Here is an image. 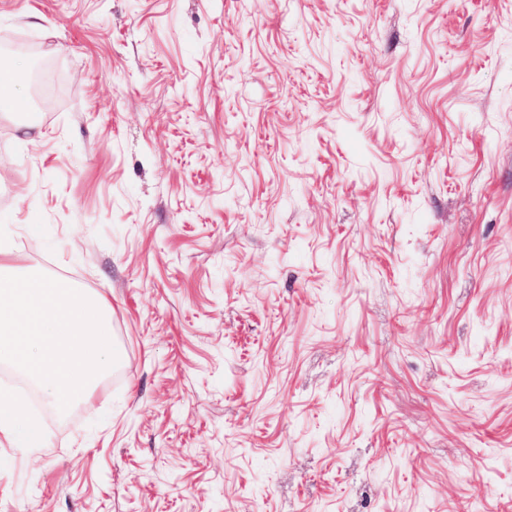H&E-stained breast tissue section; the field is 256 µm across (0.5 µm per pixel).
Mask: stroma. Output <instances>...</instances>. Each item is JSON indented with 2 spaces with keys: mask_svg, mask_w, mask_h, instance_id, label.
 <instances>
[{
  "mask_svg": "<svg viewBox=\"0 0 512 512\" xmlns=\"http://www.w3.org/2000/svg\"><path fill=\"white\" fill-rule=\"evenodd\" d=\"M0 243L103 296L0 512H512V0H0Z\"/></svg>",
  "mask_w": 512,
  "mask_h": 512,
  "instance_id": "stroma-1",
  "label": "stroma"
}]
</instances>
